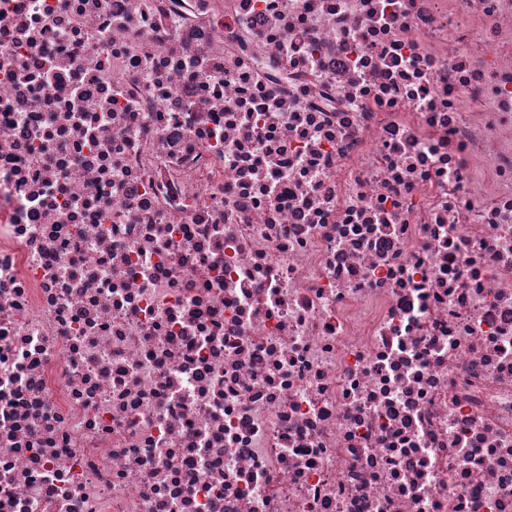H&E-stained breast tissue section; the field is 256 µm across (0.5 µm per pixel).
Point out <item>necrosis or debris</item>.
<instances>
[{
    "label": "necrosis or debris",
    "mask_w": 512,
    "mask_h": 512,
    "mask_svg": "<svg viewBox=\"0 0 512 512\" xmlns=\"http://www.w3.org/2000/svg\"><path fill=\"white\" fill-rule=\"evenodd\" d=\"M0 512H512V0H0Z\"/></svg>",
    "instance_id": "obj_1"
}]
</instances>
